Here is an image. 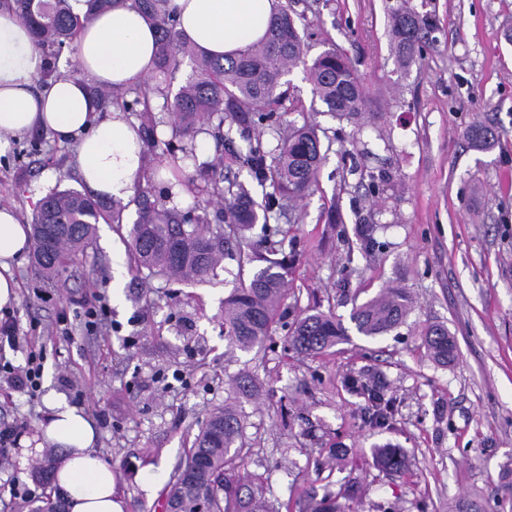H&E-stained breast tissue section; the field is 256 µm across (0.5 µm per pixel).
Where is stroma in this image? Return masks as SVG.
<instances>
[{
  "label": "stroma",
  "instance_id": "obj_1",
  "mask_svg": "<svg viewBox=\"0 0 512 512\" xmlns=\"http://www.w3.org/2000/svg\"><path fill=\"white\" fill-rule=\"evenodd\" d=\"M308 58L343 55L366 89L359 123L340 120L314 100L303 68H294L289 119L325 130L326 158L317 184L291 213L267 226L292 254L288 287L297 307L271 329L272 347L242 352L224 340V299L244 276L224 260L218 276L184 285L134 272L125 226L107 221L65 287L38 272L32 253L14 265L18 299L9 318L17 345L0 344V364L23 367L44 352L37 398L0 373V425L19 443L0 463V512H32L43 489L33 466L41 454L39 423L48 397L64 399L92 420L99 456L117 476L125 512H162V490L184 461L188 441L228 378H255L258 395L240 400L249 451L245 468L264 481L276 512H302L308 496L359 488V512H448L461 499L503 512L502 476L512 462V0H288ZM412 8L428 24L420 57L404 67L388 34L391 10ZM475 124L499 139L478 149L465 131ZM278 127L232 130L215 151L196 137L202 163L221 161L226 179L252 181L242 158L250 142L277 143ZM74 142L39 131L0 138V206L30 222L59 179L80 188L71 164ZM264 226V227H267ZM255 226L242 249L262 243ZM374 228L376 246L365 231ZM407 288L404 325L375 338L351 332L323 355L285 350L299 311L319 307L348 319L353 306L391 286ZM105 301L112 326L89 336L78 309ZM430 323L456 341L448 365L434 363L419 336ZM382 382L396 402L391 426L361 419L363 398L346 376ZM405 451L406 474L377 467L375 446Z\"/></svg>",
  "mask_w": 512,
  "mask_h": 512
}]
</instances>
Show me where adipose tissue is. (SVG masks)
Here are the masks:
<instances>
[{
    "mask_svg": "<svg viewBox=\"0 0 512 512\" xmlns=\"http://www.w3.org/2000/svg\"><path fill=\"white\" fill-rule=\"evenodd\" d=\"M278 0H169L180 28L197 50L209 55L241 53L264 36ZM155 32L129 0L85 24L76 62L82 78L61 77L36 90L43 67L27 25L0 11V134L51 131L59 142L75 141L74 168L81 181L102 198L129 194L142 163L137 129L120 109L99 118L90 84L122 88L154 70ZM30 245L29 227L15 211L0 207V310L17 298L10 268ZM40 429L63 459L56 486L68 512H123L114 495L115 475L96 454V430L77 407L51 398Z\"/></svg>",
    "mask_w": 512,
    "mask_h": 512,
    "instance_id": "obj_1",
    "label": "adipose tissue"
}]
</instances>
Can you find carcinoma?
I'll use <instances>...</instances> for the list:
<instances>
[{
	"label": "carcinoma",
	"mask_w": 512,
	"mask_h": 512,
	"mask_svg": "<svg viewBox=\"0 0 512 512\" xmlns=\"http://www.w3.org/2000/svg\"><path fill=\"white\" fill-rule=\"evenodd\" d=\"M132 2L158 34V75L165 79L173 76L186 59L194 66L193 76L173 95L169 120H154L138 130L147 150L159 145L157 128L165 123L171 128V138L164 145L174 147L184 159L196 156V133L201 123L212 127L219 144L228 140L224 134L226 116L239 126L267 123L286 99L285 76L300 63L313 96L327 111L350 121L361 119L365 92L358 76L333 48L306 63L304 42L288 6H279L260 42L234 58L223 59L196 52L167 8L168 0ZM114 3L115 0H86L87 9L79 15L69 0H13L15 13L29 25L35 44L58 51L77 40L79 31L93 15L111 9ZM389 23L397 60L408 66L422 49L421 21L415 11L405 6L390 13ZM91 94L101 110L112 103L125 110L140 105L142 112H152L146 92L130 102L120 100L118 90L96 88ZM466 138L474 147L484 148L498 134L479 124L466 131ZM323 159L318 128L313 125H288L287 134L272 152L259 142L249 144L246 166L258 182L272 187L262 204L253 199L245 184L224 185L217 166L201 168L203 191L224 203L216 225L210 224L204 210L169 208L150 191L137 188L133 199L136 219L128 229L134 268L198 283L217 276L224 256L237 260L239 268L248 267L251 273L247 281L224 298V340L228 347L241 351L265 347L271 324L288 292V260H271L256 247L230 255L228 242L232 236L244 235L259 220H268L274 210L284 209L286 202L303 199L317 183ZM125 210L126 205L119 201L110 202L74 188H55L41 200L32 216L33 256L39 273L49 280L62 281L69 266L93 240L96 224L106 218L120 224ZM409 310L406 289L386 288L356 307L350 319L359 334L373 338L404 324ZM420 336L432 358L439 364H448L454 348L448 328L428 325ZM346 340L348 333L341 320L333 312L318 308L306 310L288 328V347L302 354H324ZM230 385L233 400L208 414L168 485L166 501L176 512H275L263 495L262 478L241 470L243 420L237 401L253 396L256 383L248 376L237 375L230 378ZM345 388L364 397L366 424L377 428L390 425L395 401L387 396L383 385H369L350 376ZM374 460L377 466L395 473H402L407 467V458L398 448L378 446ZM57 468L55 451H47L35 467L34 477L50 492L44 505L32 512H59L62 507L53 485ZM340 497L342 494L328 491L319 501L309 500L303 512H345L339 504Z\"/></svg>",
	"instance_id": "carcinoma-1"
}]
</instances>
